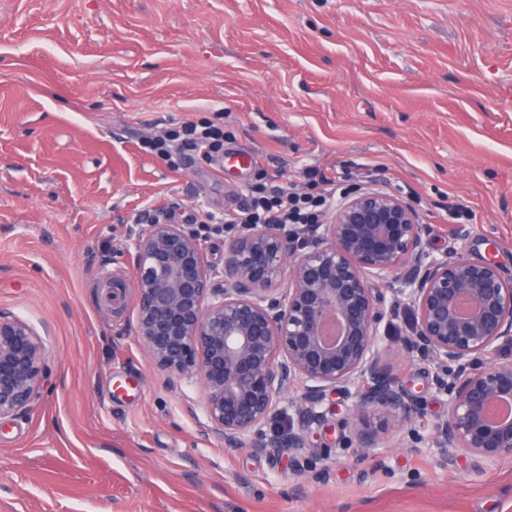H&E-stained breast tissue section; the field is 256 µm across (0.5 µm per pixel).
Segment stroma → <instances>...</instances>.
<instances>
[{
    "label": "stroma",
    "mask_w": 512,
    "mask_h": 512,
    "mask_svg": "<svg viewBox=\"0 0 512 512\" xmlns=\"http://www.w3.org/2000/svg\"><path fill=\"white\" fill-rule=\"evenodd\" d=\"M204 110L229 134L223 172L141 150ZM308 165L407 198L433 249L464 225L512 277V0H0V309L48 364L32 410L0 420V512H512V457L481 471L388 444L301 469L225 447L201 384L145 356L138 211L227 212ZM394 369L430 434L448 406L427 365Z\"/></svg>",
    "instance_id": "35a3bbf8"
}]
</instances>
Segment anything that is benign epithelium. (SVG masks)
Listing matches in <instances>:
<instances>
[{
    "instance_id": "7a95c632",
    "label": "benign epithelium",
    "mask_w": 512,
    "mask_h": 512,
    "mask_svg": "<svg viewBox=\"0 0 512 512\" xmlns=\"http://www.w3.org/2000/svg\"><path fill=\"white\" fill-rule=\"evenodd\" d=\"M224 264L209 262L197 231L145 224L133 238L135 335L159 370L194 379L207 430L229 448H286L301 463L330 454L309 441L327 421L331 393L346 401L338 443L360 456L393 439L425 441L451 465L491 467L512 456V279L466 247L435 252L432 227L402 196L354 187L320 224H227ZM412 329L392 359L429 366V388L448 414L429 437L420 392L404 383L382 336L401 309ZM46 345L25 319L0 311V420L27 413L41 394ZM285 421L277 443L264 428Z\"/></svg>"
}]
</instances>
